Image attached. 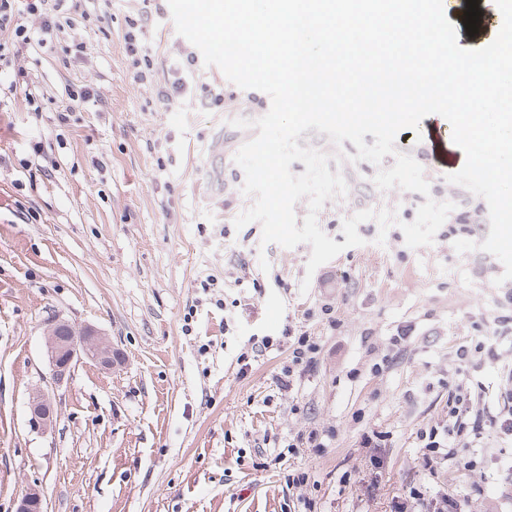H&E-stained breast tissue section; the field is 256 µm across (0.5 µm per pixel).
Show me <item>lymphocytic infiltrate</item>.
<instances>
[{
	"label": "lymphocytic infiltrate",
	"instance_id": "f902f5d3",
	"mask_svg": "<svg viewBox=\"0 0 512 512\" xmlns=\"http://www.w3.org/2000/svg\"><path fill=\"white\" fill-rule=\"evenodd\" d=\"M80 12L86 32H108L112 16L108 12L83 10L79 0H0V88L16 91L25 69L21 64L34 41H47L72 26L73 12ZM150 21L148 7L142 6L125 17L121 34L122 49L129 60L131 79L150 94L152 103L169 109L176 103L175 89L184 85L178 77V62L194 64L196 54L190 45L180 43L168 50L145 43L144 32ZM475 326L483 340L459 346L455 352L457 371L484 362L502 366L503 384L497 411H490L482 400L481 384L448 381V417L445 422L421 428L417 438L422 458L430 475L454 469L472 476L485 470L484 439L493 434L512 441V362L506 359L505 342L512 340V289L503 291L492 313L480 315ZM288 338V363L277 379L279 389H291L302 375L314 371L322 346L308 331L285 328ZM429 512H471L468 499L447 491L425 496L413 488L391 502V512H413L415 502Z\"/></svg>",
	"mask_w": 512,
	"mask_h": 512
}]
</instances>
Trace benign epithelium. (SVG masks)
Instances as JSON below:
<instances>
[{"instance_id": "obj_1", "label": "benign epithelium", "mask_w": 512, "mask_h": 512, "mask_svg": "<svg viewBox=\"0 0 512 512\" xmlns=\"http://www.w3.org/2000/svg\"><path fill=\"white\" fill-rule=\"evenodd\" d=\"M44 339L51 380L61 384L71 374L75 362L87 358L105 369H110L122 361V355L112 349V344L97 330L89 326L75 325L59 316L46 324ZM28 407L31 423L41 429L50 426L54 418V408L49 394L36 389L32 392ZM16 512H44L42 494L31 489L19 501Z\"/></svg>"}]
</instances>
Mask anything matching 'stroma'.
Returning a JSON list of instances; mask_svg holds the SVG:
<instances>
[{"instance_id":"1","label":"stroma","mask_w":512,"mask_h":512,"mask_svg":"<svg viewBox=\"0 0 512 512\" xmlns=\"http://www.w3.org/2000/svg\"><path fill=\"white\" fill-rule=\"evenodd\" d=\"M446 4L460 47H484L498 34L494 0H478L475 35L465 28L466 0ZM82 7L109 10L111 31L86 36L84 58L66 64L58 45L32 51L27 87L42 112H28L26 87L0 98V512H15L30 488L46 512H298L302 492L287 476L299 466L309 470L305 493L317 512H387L407 489L438 485L472 495L474 512H512V456L496 439L486 442L487 477L476 496L463 473L432 480L416 438L447 414L438 380L455 345L474 336L475 316L494 307L501 261L457 253L447 230L482 198L432 167L424 171L429 195L380 191L373 178L393 157L353 163L351 141L338 147L308 130L300 146L346 153L328 167L348 191L318 213L343 250L307 274L310 245L265 246L259 223L234 226L254 202L234 162L255 134L231 124L257 117L238 105L244 90L200 62L177 105L156 109L128 76L120 45L127 0ZM89 81L105 107L86 106L77 125L60 127L67 88ZM429 197L455 211L432 245L410 248L400 225ZM382 208L398 224L383 234L365 221L363 245L345 247L343 220ZM325 304L339 324L308 325L322 345L315 374L280 391L287 347L257 353L253 338L280 337L304 309ZM56 316L100 331L122 363L105 370L84 360L52 383L43 331ZM405 322L415 327L406 348L371 375ZM244 352L252 365L245 374L237 362ZM39 387L55 407L45 430L29 421V395ZM329 427L337 436L328 447L282 457L298 431ZM370 429L387 433L385 447H362Z\"/></svg>"}]
</instances>
